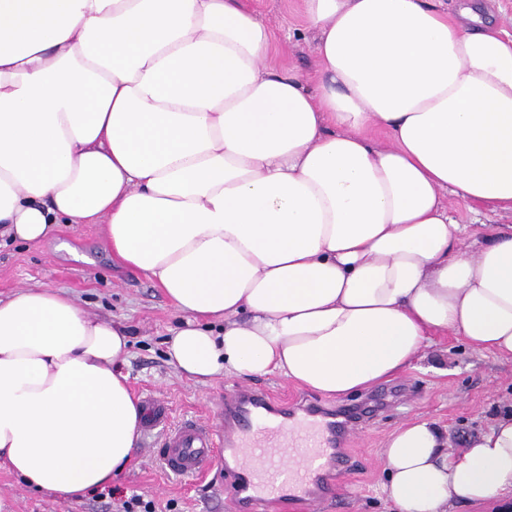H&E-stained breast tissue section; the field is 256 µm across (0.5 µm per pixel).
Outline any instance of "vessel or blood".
Returning a JSON list of instances; mask_svg holds the SVG:
<instances>
[{
    "mask_svg": "<svg viewBox=\"0 0 512 512\" xmlns=\"http://www.w3.org/2000/svg\"><path fill=\"white\" fill-rule=\"evenodd\" d=\"M146 436L155 440L163 468L179 478L203 474L219 458L233 460L231 493L236 512H261L262 506L285 501L292 490L319 483L321 467L336 463L347 471L351 461L336 452L346 426L335 416L303 402L285 416L260 389L245 388L219 404V421L184 419L160 427L162 407L147 401Z\"/></svg>",
    "mask_w": 512,
    "mask_h": 512,
    "instance_id": "1",
    "label": "vessel or blood"
}]
</instances>
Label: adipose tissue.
Masks as SVG:
<instances>
[{
	"label": "adipose tissue",
	"mask_w": 512,
	"mask_h": 512,
	"mask_svg": "<svg viewBox=\"0 0 512 512\" xmlns=\"http://www.w3.org/2000/svg\"><path fill=\"white\" fill-rule=\"evenodd\" d=\"M457 14L305 0L310 81L268 64L243 0H0V233L104 224L180 313L167 357L202 384L347 395L437 333L512 359V232L466 248L444 201L512 207V34ZM128 351L60 292L0 300V467L63 501L110 484L145 418ZM383 465L398 512L492 504L512 412L457 452L414 418Z\"/></svg>",
	"instance_id": "1"
}]
</instances>
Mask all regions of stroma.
<instances>
[{"instance_id":"obj_1","label":"stroma","mask_w":512,"mask_h":512,"mask_svg":"<svg viewBox=\"0 0 512 512\" xmlns=\"http://www.w3.org/2000/svg\"><path fill=\"white\" fill-rule=\"evenodd\" d=\"M246 3L275 33L269 64L312 74L315 33L305 26L303 0ZM448 204L459 223L475 225L482 234L512 230L511 209H492L453 196ZM64 242L69 245L65 251L60 248ZM30 287L62 292L90 315L124 323L131 331V346L123 370L135 397L150 395L163 401L174 422L215 415L216 401L246 387L267 390L283 402L301 395L327 409L352 405L370 395L365 389L329 398L275 373L219 376L205 385L180 375L169 365L165 345L179 313L145 275L113 260L101 224H60L38 243L0 242V298ZM395 381L407 389L403 404L382 409L349 436L354 471L325 472L323 479L335 484L336 495L319 512H392L381 491L382 450L390 433L405 421L417 416L433 419L447 429L451 447L462 448L512 409V361L473 350L447 334L432 337L422 357ZM224 478L220 460L210 467L206 480L171 477L142 442L111 485L68 502L48 492L30 491L1 467L0 512H123L122 502L135 495L153 501L155 512H235Z\"/></svg>"}]
</instances>
